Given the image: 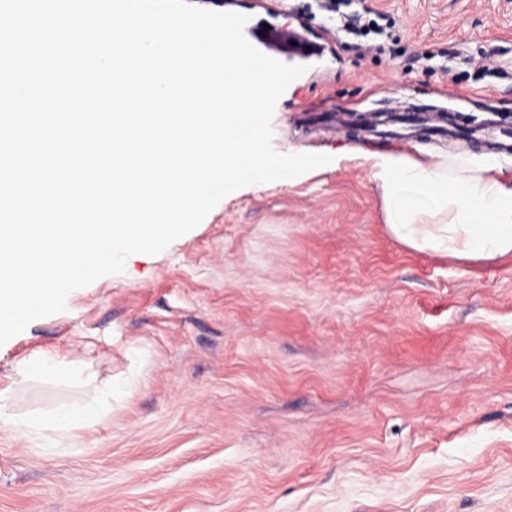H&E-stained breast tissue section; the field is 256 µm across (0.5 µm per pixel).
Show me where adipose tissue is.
<instances>
[{
	"mask_svg": "<svg viewBox=\"0 0 512 512\" xmlns=\"http://www.w3.org/2000/svg\"><path fill=\"white\" fill-rule=\"evenodd\" d=\"M360 159L386 204L387 227L401 243L465 260L512 255V180L467 151L414 159L391 150L345 148ZM102 404L89 400L44 419L21 418L0 404V429L27 435L51 428L70 435L92 426Z\"/></svg>",
	"mask_w": 512,
	"mask_h": 512,
	"instance_id": "adipose-tissue-1",
	"label": "adipose tissue"
}]
</instances>
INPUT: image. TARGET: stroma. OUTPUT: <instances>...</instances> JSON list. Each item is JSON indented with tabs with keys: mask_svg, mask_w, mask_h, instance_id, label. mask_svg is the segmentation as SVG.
I'll list each match as a JSON object with an SVG mask.
<instances>
[{
	"mask_svg": "<svg viewBox=\"0 0 512 512\" xmlns=\"http://www.w3.org/2000/svg\"><path fill=\"white\" fill-rule=\"evenodd\" d=\"M321 51L279 99L281 153L394 143L309 127V112L459 110L512 126V0H191ZM396 21L397 54L346 47L361 7ZM502 66L497 78L480 60ZM51 352L81 379L17 382ZM106 394L65 437L0 430V512H512V257L412 249L358 160L240 188L156 255L73 291L0 345V402L25 418Z\"/></svg>",
	"mask_w": 512,
	"mask_h": 512,
	"instance_id": "35a3bbf8",
	"label": "stroma"
}]
</instances>
